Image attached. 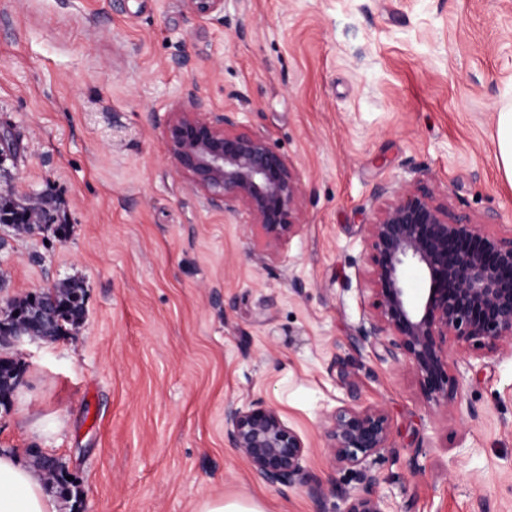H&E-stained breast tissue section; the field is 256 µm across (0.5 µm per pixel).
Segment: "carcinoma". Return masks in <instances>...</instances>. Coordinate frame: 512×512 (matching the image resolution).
<instances>
[{"label": "carcinoma", "mask_w": 512, "mask_h": 512, "mask_svg": "<svg viewBox=\"0 0 512 512\" xmlns=\"http://www.w3.org/2000/svg\"><path fill=\"white\" fill-rule=\"evenodd\" d=\"M0 224L25 232L42 224L54 236L66 235L67 225L59 223L53 198L44 195L28 203L17 201L10 190L0 192ZM85 315V291L76 280H66L12 301L9 316L0 320V336H41L58 338L80 325ZM22 368L13 357L0 358V403L13 390Z\"/></svg>", "instance_id": "1"}]
</instances>
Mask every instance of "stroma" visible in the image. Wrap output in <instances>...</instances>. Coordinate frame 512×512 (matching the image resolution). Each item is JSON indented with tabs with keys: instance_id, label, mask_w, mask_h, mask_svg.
Masks as SVG:
<instances>
[{
	"instance_id": "obj_1",
	"label": "stroma",
	"mask_w": 512,
	"mask_h": 512,
	"mask_svg": "<svg viewBox=\"0 0 512 512\" xmlns=\"http://www.w3.org/2000/svg\"><path fill=\"white\" fill-rule=\"evenodd\" d=\"M198 87L295 167L303 225L268 255L245 210L209 207L173 167L163 126ZM512 102V0H0L1 165L17 198L50 193L69 235L0 224V318L66 279L83 324L0 345L21 361L0 450L56 458L58 512H197L256 497L266 512H343L327 413L386 411L367 461L389 512H512V350H451L448 411L368 337L365 228L379 196L424 183L437 203L512 236L496 163ZM261 401L306 441L323 488L271 487L225 437L224 409Z\"/></svg>"
}]
</instances>
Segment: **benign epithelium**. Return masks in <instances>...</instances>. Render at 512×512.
<instances>
[{"label": "benign epithelium", "mask_w": 512, "mask_h": 512, "mask_svg": "<svg viewBox=\"0 0 512 512\" xmlns=\"http://www.w3.org/2000/svg\"><path fill=\"white\" fill-rule=\"evenodd\" d=\"M187 6L202 18L224 12V0H187ZM164 139L188 188L210 206L246 210L269 255L297 234L302 187L294 166L235 113L212 111L191 88L173 105ZM366 234L365 272L374 297L368 336L382 340L384 359L415 372L426 402L448 409L460 394L448 372V342L489 353L512 347V237L485 232L418 185L387 196ZM409 265L427 277L419 298L402 278ZM224 419L228 441L259 480L272 487L303 484L321 495L305 467L304 439L273 407L231 406ZM390 434L388 415L375 406L344 401L327 414V448L336 465L358 469L361 484L344 512H388L376 494L379 476L364 462L389 448Z\"/></svg>", "instance_id": "1"}]
</instances>
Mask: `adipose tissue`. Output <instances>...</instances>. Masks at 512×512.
I'll return each mask as SVG.
<instances>
[{
    "instance_id": "ef3b65f1",
    "label": "adipose tissue",
    "mask_w": 512,
    "mask_h": 512,
    "mask_svg": "<svg viewBox=\"0 0 512 512\" xmlns=\"http://www.w3.org/2000/svg\"><path fill=\"white\" fill-rule=\"evenodd\" d=\"M0 512H57L39 471L9 452L0 453Z\"/></svg>"
}]
</instances>
